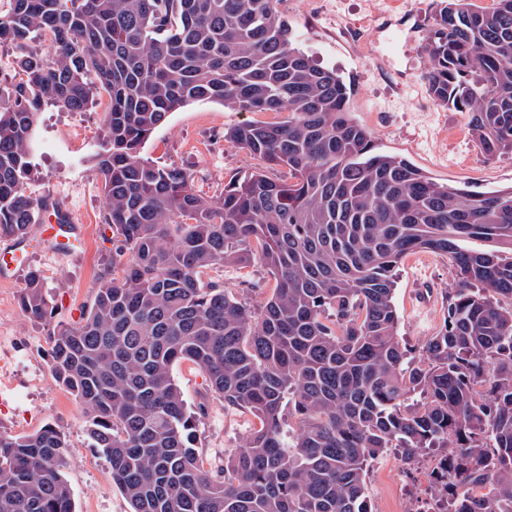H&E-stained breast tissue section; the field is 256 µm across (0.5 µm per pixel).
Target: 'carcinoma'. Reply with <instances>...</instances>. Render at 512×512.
I'll list each match as a JSON object with an SVG mask.
<instances>
[{
    "label": "carcinoma",
    "mask_w": 512,
    "mask_h": 512,
    "mask_svg": "<svg viewBox=\"0 0 512 512\" xmlns=\"http://www.w3.org/2000/svg\"><path fill=\"white\" fill-rule=\"evenodd\" d=\"M10 2L0 44L20 49L23 77L0 85L1 238H27L38 218V112L109 101L93 160L120 246L80 321L50 336V370L131 512H372L366 467L389 448L408 462L442 449L447 512H512V256L465 246L512 252V187L471 195L377 152L350 89L296 46L276 0ZM425 49L432 96L467 114L486 158L512 154V0H440ZM199 101L288 113L224 133L286 175L235 174L213 200L145 159L155 129ZM421 251L447 256L457 287L412 363L393 270ZM252 263L274 279L258 308L207 278ZM19 306L52 315L40 270ZM183 361L254 420L217 472L192 447L196 414L172 376ZM65 463L53 424L0 434V512H74Z\"/></svg>",
    "instance_id": "cac0c4a2"
}]
</instances>
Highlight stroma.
<instances>
[{
    "label": "stroma",
    "mask_w": 512,
    "mask_h": 512,
    "mask_svg": "<svg viewBox=\"0 0 512 512\" xmlns=\"http://www.w3.org/2000/svg\"><path fill=\"white\" fill-rule=\"evenodd\" d=\"M276 8L300 37L304 50L326 67L336 68L353 92L352 117L370 132L378 152L399 156L439 183L470 193L512 186V155L486 159L471 137L465 113L439 105L429 94L423 74L430 67L425 38L439 0H277ZM94 97L86 111L46 106L36 121L33 167L26 184L36 200L52 194L70 208L86 239L79 254L58 259L38 245L40 226L27 239L25 268L9 283L0 282V318L9 325L10 377L0 381V434L22 436L48 423L64 433V476L76 512H130L112 480L108 460L91 448L84 411L52 377L48 336L53 328L79 321L92 304L100 276L112 264L113 243L104 235L105 201L93 155L102 139L105 109ZM270 112H239L215 102H195L172 112L142 149L159 165L187 169L194 190L218 197L237 173L264 168L270 178L279 167L261 160L224 138L225 129L242 122H270ZM42 270L55 297L47 322L30 321L18 306L27 271ZM398 334L411 358L443 321L445 297L456 286L447 257L419 252L393 271ZM210 278L251 306L263 304L272 279L260 265L221 267ZM173 377L186 405L197 414L195 446L208 464L220 466L230 449L247 439L252 418L213 399L205 372L183 362ZM418 464L396 451L371 462L365 483L373 512H411L420 494Z\"/></svg>",
    "instance_id": "obj_1"
}]
</instances>
